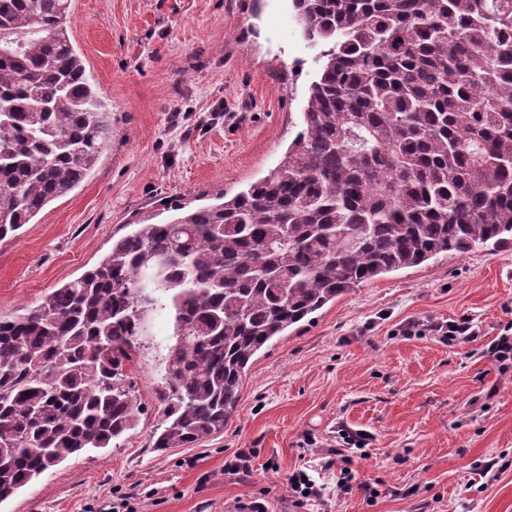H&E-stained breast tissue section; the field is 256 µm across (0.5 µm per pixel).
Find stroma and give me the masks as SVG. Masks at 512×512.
I'll use <instances>...</instances> for the list:
<instances>
[{
	"label": "stroma",
	"instance_id": "35a3bbf8",
	"mask_svg": "<svg viewBox=\"0 0 512 512\" xmlns=\"http://www.w3.org/2000/svg\"><path fill=\"white\" fill-rule=\"evenodd\" d=\"M68 33L112 109L96 167L19 236L0 241V317L81 276L115 238L162 223L165 201L204 205L266 176L302 127L322 45L292 0H72ZM472 319L448 343L436 323ZM512 325V245L478 248L362 284L255 356L218 438L161 453L156 314L134 353L136 428L44 473L0 512H512V368L488 348ZM369 435L358 448L349 432ZM250 474L225 475L237 450ZM357 487H336L338 458ZM302 471L325 496L296 508ZM378 490L371 498L364 486Z\"/></svg>",
	"mask_w": 512,
	"mask_h": 512
}]
</instances>
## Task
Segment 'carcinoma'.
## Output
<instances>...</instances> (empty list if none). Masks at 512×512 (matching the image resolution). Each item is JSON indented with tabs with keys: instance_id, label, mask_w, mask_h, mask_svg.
Masks as SVG:
<instances>
[{
	"instance_id": "1",
	"label": "carcinoma",
	"mask_w": 512,
	"mask_h": 512,
	"mask_svg": "<svg viewBox=\"0 0 512 512\" xmlns=\"http://www.w3.org/2000/svg\"><path fill=\"white\" fill-rule=\"evenodd\" d=\"M70 2L0 0V241L112 139ZM293 2L329 48L283 160L0 318V503L136 427L127 367L154 314L173 312L175 342L153 448H187L224 432L273 337L380 276L512 243V0Z\"/></svg>"
}]
</instances>
